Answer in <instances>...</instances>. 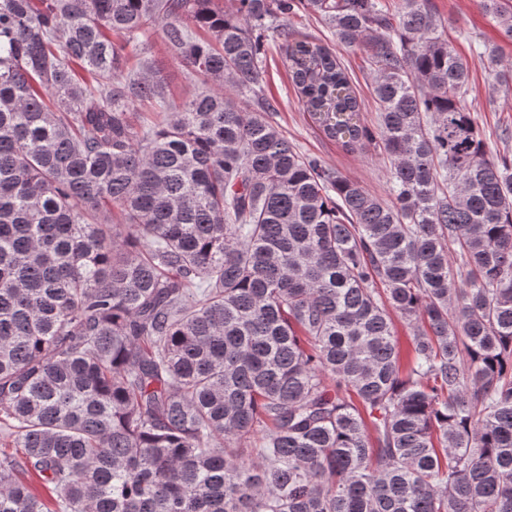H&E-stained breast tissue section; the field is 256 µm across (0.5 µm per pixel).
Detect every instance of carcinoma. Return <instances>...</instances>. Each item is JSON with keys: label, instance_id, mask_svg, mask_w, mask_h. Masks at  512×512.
I'll return each mask as SVG.
<instances>
[{"label": "carcinoma", "instance_id": "obj_1", "mask_svg": "<svg viewBox=\"0 0 512 512\" xmlns=\"http://www.w3.org/2000/svg\"><path fill=\"white\" fill-rule=\"evenodd\" d=\"M275 37L390 200L273 121ZM469 77L430 0H0V512H512V156ZM288 27L293 28L302 35L309 36L310 38L321 39L328 43L331 38L329 31L324 26L317 23L312 17L302 10L290 18L288 21ZM153 55L158 60L164 74L167 78L173 94L176 98H183L193 91V86L189 85L184 78V68L182 63L175 59L170 53L166 52L161 33L152 37ZM338 51V56L352 77L358 96L366 105L360 115V118L364 123L372 125L376 121L377 112L375 104L371 99V76L369 75V70L363 61V55L359 51L355 53L339 49Z\"/></svg>", "mask_w": 512, "mask_h": 512}]
</instances>
